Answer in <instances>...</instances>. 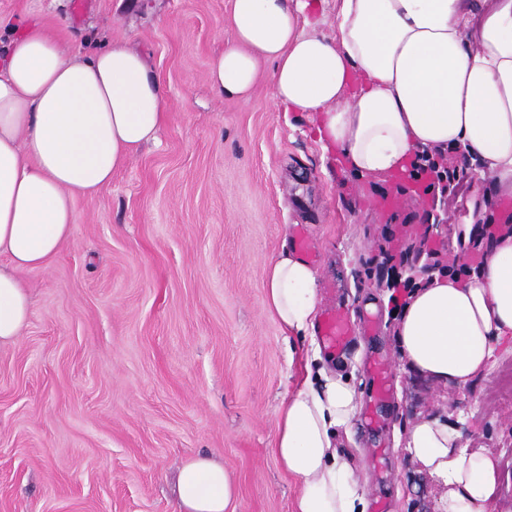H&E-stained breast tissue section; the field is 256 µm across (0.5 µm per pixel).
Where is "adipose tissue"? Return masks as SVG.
<instances>
[{"label":"adipose tissue","instance_id":"adipose-tissue-1","mask_svg":"<svg viewBox=\"0 0 512 512\" xmlns=\"http://www.w3.org/2000/svg\"><path fill=\"white\" fill-rule=\"evenodd\" d=\"M336 34L309 0H231V35L211 64L217 96L248 97L262 65L273 98L307 112L323 151L359 176L407 173L416 154L455 151L485 186L469 204L484 217L512 195V0H336ZM167 116L159 77L115 42L89 56L65 52L32 23L13 29L0 61V344L32 312L20 274L42 268L72 233L76 197L94 196ZM264 303L281 330L311 335L318 272L290 251L265 267ZM512 344V232L488 241L479 267L437 276L402 308L397 344L409 369L467 385ZM357 413L355 387L335 374L305 380L282 404L275 453L301 482L296 512H363V491L336 455L337 429ZM407 449L444 489L442 512H488L502 461L468 451L436 419L410 429ZM237 494L221 462L198 456L179 473L177 512H226Z\"/></svg>","mask_w":512,"mask_h":512}]
</instances>
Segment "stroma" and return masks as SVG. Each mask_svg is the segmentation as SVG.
I'll return each instance as SVG.
<instances>
[{"label":"stroma","instance_id":"35a3bbf8","mask_svg":"<svg viewBox=\"0 0 512 512\" xmlns=\"http://www.w3.org/2000/svg\"><path fill=\"white\" fill-rule=\"evenodd\" d=\"M230 0H0V56L38 22L90 54L120 39L159 76L167 119L90 198L46 267L22 272L33 299L0 347V512H176L180 464L214 455L236 478L229 512H294L301 485L275 455L278 410L308 371L357 390L336 452L386 512L438 505L440 489L405 447L440 417L462 442L512 465V353L448 387L400 358L406 292L370 285L378 254L399 261L431 221L420 176H358L323 152L305 114H282L263 66L249 100L208 82L229 35ZM303 230L319 306L362 332L338 352L284 334L266 311L265 265ZM383 361L391 396L367 369Z\"/></svg>","mask_w":512,"mask_h":512}]
</instances>
